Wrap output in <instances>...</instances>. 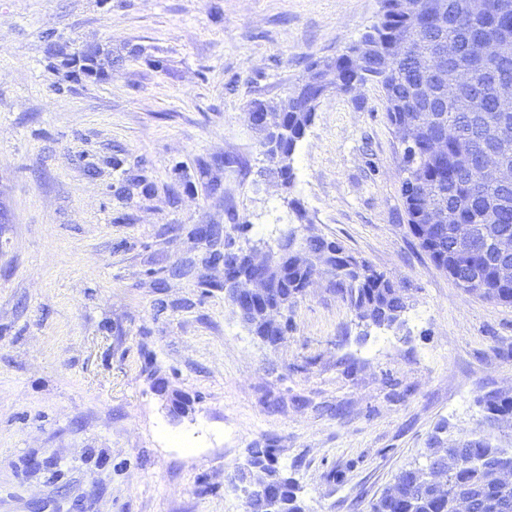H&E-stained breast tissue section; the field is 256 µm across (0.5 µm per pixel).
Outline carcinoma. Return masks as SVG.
<instances>
[{
	"mask_svg": "<svg viewBox=\"0 0 512 512\" xmlns=\"http://www.w3.org/2000/svg\"><path fill=\"white\" fill-rule=\"evenodd\" d=\"M376 30L384 46H397L394 53L375 66L377 83L386 96L389 120L394 122L407 114L432 109L446 113L448 126L453 128V133L448 136V158L431 161L417 154L421 176L431 185L428 196H420L408 181H402L409 224L413 227L421 224L418 214L426 206L442 204L458 210V223L469 225L478 235L490 222L496 224L497 230L512 234V185L481 184L473 168L460 163L463 150H468L475 157L484 143L496 139L505 142V149L512 156V102H501L496 93L499 81H512V60L486 65L478 54L481 41L499 34H512V0H488V8L480 16L468 12L465 0H448V21L444 24L435 23L423 10L407 15L398 9L396 0H387L386 11L376 24ZM447 40L457 44L458 54L443 69L442 79L434 81L431 61L435 48L439 42ZM467 66L478 72L475 87L458 102L443 99L440 95L442 85L451 81L456 68ZM419 82L431 86L430 99L414 100L412 86ZM263 112L275 114L278 126L284 130L269 152L285 156L286 165L275 169V173L283 189L288 191L293 185L292 158L298 142L313 121L314 113L300 103L289 101H254L248 106L250 114ZM442 264L455 280H469L477 274L489 282L494 258L476 253L463 267L448 257L442 260ZM308 277L306 268L288 260V295L294 298L301 295ZM331 285L358 318H369L376 327L390 328L401 322L402 316L398 312L403 306L400 287L370 266L363 263L361 270L356 271L347 268L339 258L331 273ZM483 401L486 418L512 416V398H501L491 391ZM448 457L461 459V463L448 472V492L478 488L480 500L476 501L474 512H512V487L481 486L482 477L489 468L512 463V451L498 448L484 438H471L448 448ZM250 461L252 465L266 469L279 483L282 494L279 512H306L293 478L277 466L272 449L253 450ZM369 512L452 510L451 501L436 497L424 473L411 465L396 474L393 484L371 503Z\"/></svg>",
	"mask_w": 512,
	"mask_h": 512,
	"instance_id": "cac0c4a2",
	"label": "carcinoma"
}]
</instances>
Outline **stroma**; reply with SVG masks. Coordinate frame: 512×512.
<instances>
[{
	"mask_svg": "<svg viewBox=\"0 0 512 512\" xmlns=\"http://www.w3.org/2000/svg\"><path fill=\"white\" fill-rule=\"evenodd\" d=\"M381 10L0 0V512H246L254 448L307 512H368L434 440L512 448L482 404L512 389V304L464 291L411 233L381 85L322 101L288 191L248 122ZM300 224L404 289L400 326L361 323L320 278L280 345L249 331L224 252Z\"/></svg>",
	"mask_w": 512,
	"mask_h": 512,
	"instance_id": "35a3bbf8",
	"label": "stroma"
}]
</instances>
